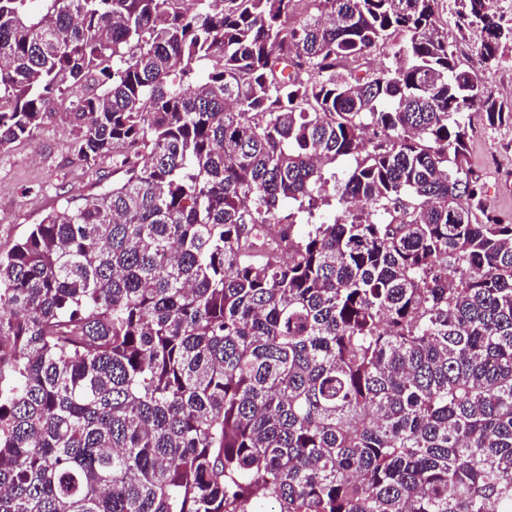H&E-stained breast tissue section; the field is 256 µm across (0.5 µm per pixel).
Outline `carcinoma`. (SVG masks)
Instances as JSON below:
<instances>
[{"label":"carcinoma","instance_id":"1","mask_svg":"<svg viewBox=\"0 0 512 512\" xmlns=\"http://www.w3.org/2000/svg\"><path fill=\"white\" fill-rule=\"evenodd\" d=\"M185 2L0 0V150L125 174L0 255V512H512V111L443 0ZM448 3V1L446 2ZM439 27L444 31H448V48L454 50L461 58H464L471 65V62L474 65H478V60L475 56H471L470 54V39L463 38L462 34L458 31V28L455 25V16L453 13V4L448 3V8H445L444 11H440L439 18ZM470 141L469 161L472 166L487 173L484 196L490 210L512 217V192L505 189V176L512 174V127L484 130L475 120ZM490 144L494 149H490Z\"/></svg>","mask_w":512,"mask_h":512}]
</instances>
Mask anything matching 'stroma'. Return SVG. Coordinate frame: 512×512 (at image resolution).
<instances>
[{
	"mask_svg": "<svg viewBox=\"0 0 512 512\" xmlns=\"http://www.w3.org/2000/svg\"><path fill=\"white\" fill-rule=\"evenodd\" d=\"M69 143L67 126L53 121L35 138L0 150V253H7L60 203L84 202L103 185L122 180V173L108 163L96 173L84 169L70 154ZM469 161L487 174L489 209L512 217V194L504 186L506 174L512 173V127H475Z\"/></svg>",
	"mask_w": 512,
	"mask_h": 512,
	"instance_id": "stroma-1",
	"label": "stroma"
}]
</instances>
